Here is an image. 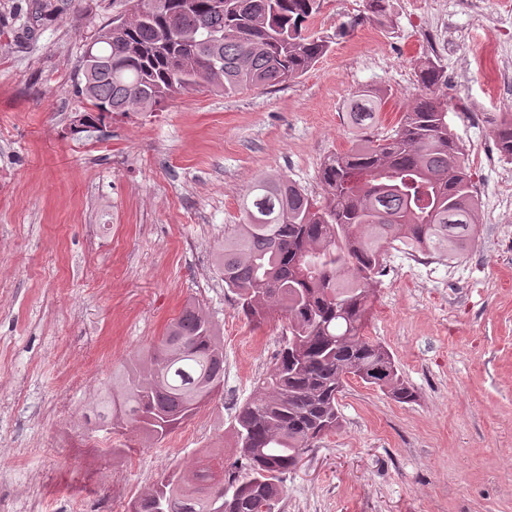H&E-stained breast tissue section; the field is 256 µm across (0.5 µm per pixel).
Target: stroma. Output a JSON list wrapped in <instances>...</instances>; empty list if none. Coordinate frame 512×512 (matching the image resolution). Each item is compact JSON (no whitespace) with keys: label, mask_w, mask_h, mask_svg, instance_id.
I'll return each mask as SVG.
<instances>
[{"label":"stroma","mask_w":512,"mask_h":512,"mask_svg":"<svg viewBox=\"0 0 512 512\" xmlns=\"http://www.w3.org/2000/svg\"><path fill=\"white\" fill-rule=\"evenodd\" d=\"M0 0V497L30 480L127 512L164 474L217 444L272 367L283 322L250 323L216 255L265 174L322 198L319 171L360 136L345 104L385 95L376 136L420 92L430 58L448 76V125L465 148L481 225L471 249L413 263L389 250L365 332L416 393L398 403L351 379L342 427L283 481L281 512H512V159L479 162L489 113L512 112L487 45L512 66V0H324L309 32L331 43L298 79L235 94L202 90L73 134L84 48L123 0ZM224 336V388L165 440L101 424L94 403L187 301Z\"/></svg>","instance_id":"35a3bbf8"}]
</instances>
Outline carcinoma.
<instances>
[{
    "instance_id": "cac0c4a2",
    "label": "carcinoma",
    "mask_w": 512,
    "mask_h": 512,
    "mask_svg": "<svg viewBox=\"0 0 512 512\" xmlns=\"http://www.w3.org/2000/svg\"><path fill=\"white\" fill-rule=\"evenodd\" d=\"M128 16L86 45L83 98L91 109L76 132L100 130L114 114L154 111L202 88L230 94L293 81L330 48L307 33L321 0H127ZM421 94L388 136L371 133L378 92L349 103L362 130L320 170L322 199L279 175L256 180L242 201V223L224 236L217 264L224 287L252 323L279 313L288 337L253 395L234 415L224 446L204 463L176 469L135 499L129 512H208L204 490L221 468L224 512H280L283 476L324 436L342 426L339 397L350 376L406 403L415 398L389 350L365 335L374 288L388 250L399 245L431 259L468 251L478 202L442 100L448 78L426 59ZM512 158V113L489 116ZM224 386L217 323L193 301L102 401L100 416L125 419L160 441L211 402Z\"/></svg>"
}]
</instances>
